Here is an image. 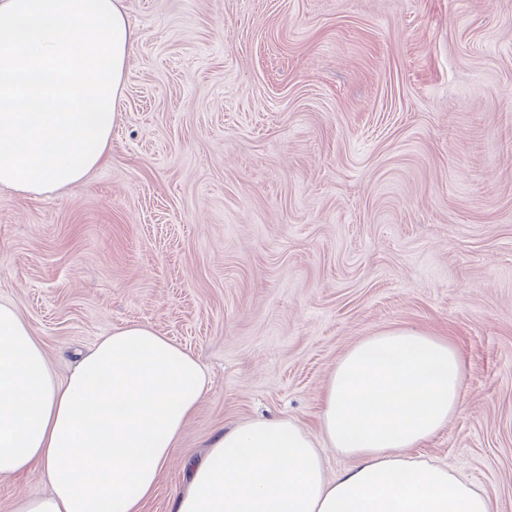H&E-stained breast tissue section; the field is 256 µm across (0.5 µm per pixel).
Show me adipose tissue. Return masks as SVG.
<instances>
[{
  "label": "adipose tissue",
  "mask_w": 512,
  "mask_h": 512,
  "mask_svg": "<svg viewBox=\"0 0 512 512\" xmlns=\"http://www.w3.org/2000/svg\"><path fill=\"white\" fill-rule=\"evenodd\" d=\"M138 35L121 0H0V186L51 195L105 161ZM447 341L396 328L332 371L317 432L254 418L183 461L173 512H497L484 488L410 456L457 411ZM210 390L201 364L151 325L99 337L65 378L14 305L0 302V480L50 492L14 512H144ZM331 447L351 458L329 475Z\"/></svg>",
  "instance_id": "obj_1"
}]
</instances>
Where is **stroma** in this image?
I'll list each match as a JSON object with an SVG mask.
<instances>
[{
	"label": "stroma",
	"instance_id": "1",
	"mask_svg": "<svg viewBox=\"0 0 512 512\" xmlns=\"http://www.w3.org/2000/svg\"><path fill=\"white\" fill-rule=\"evenodd\" d=\"M140 39L106 162L50 196L0 189V301L66 376L152 325L224 427L310 432L362 338L448 341L459 411L411 454L512 512V0H122Z\"/></svg>",
	"mask_w": 512,
	"mask_h": 512
}]
</instances>
